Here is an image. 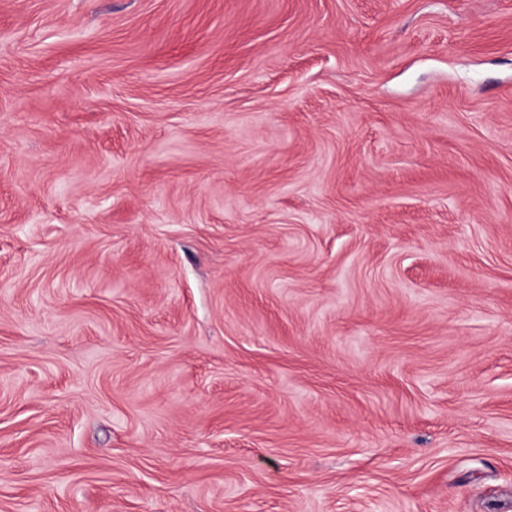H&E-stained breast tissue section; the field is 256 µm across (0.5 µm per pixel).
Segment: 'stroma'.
Returning <instances> with one entry per match:
<instances>
[{"label":"stroma","mask_w":512,"mask_h":512,"mask_svg":"<svg viewBox=\"0 0 512 512\" xmlns=\"http://www.w3.org/2000/svg\"><path fill=\"white\" fill-rule=\"evenodd\" d=\"M0 512H512V0H0Z\"/></svg>","instance_id":"35a3bbf8"}]
</instances>
